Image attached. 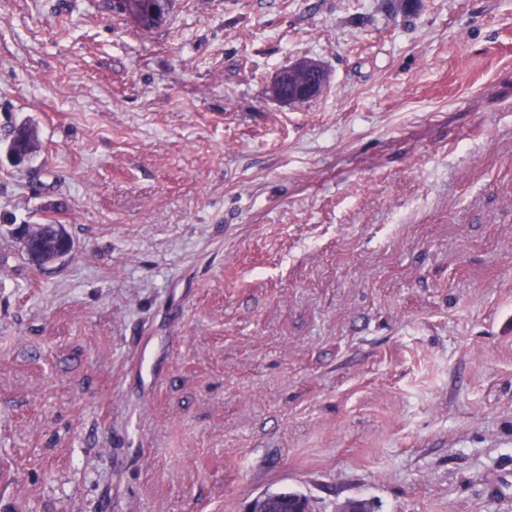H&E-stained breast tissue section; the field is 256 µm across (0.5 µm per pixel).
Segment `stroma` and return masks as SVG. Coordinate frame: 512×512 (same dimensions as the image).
Here are the masks:
<instances>
[{"label":"stroma","instance_id":"35a3bbf8","mask_svg":"<svg viewBox=\"0 0 512 512\" xmlns=\"http://www.w3.org/2000/svg\"><path fill=\"white\" fill-rule=\"evenodd\" d=\"M1 217L0 512H512V0H0ZM326 82V72L319 62L301 58L276 74L270 90L277 100L299 102L302 97L318 96ZM47 226L53 229L54 240L43 245L42 240ZM65 228L64 224H11L9 234L19 244L22 251L28 255L35 256L43 248L52 246L53 257L44 259L43 266H47L62 261L73 253L74 240L68 236ZM269 500L268 511L272 512H290L301 511L309 512L310 502L309 499L301 494L281 492L273 494H265ZM267 499L257 498L247 508V512H268Z\"/></svg>","mask_w":512,"mask_h":512}]
</instances>
